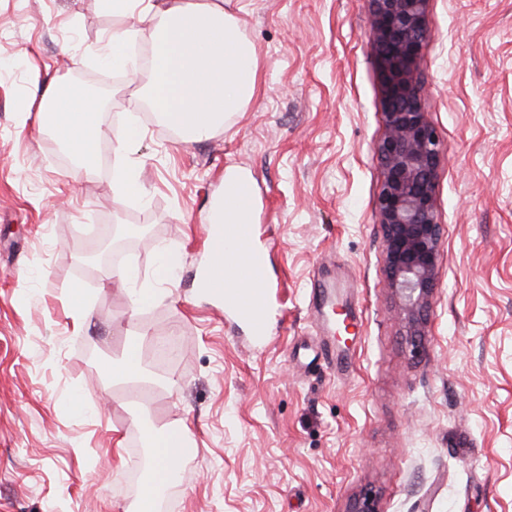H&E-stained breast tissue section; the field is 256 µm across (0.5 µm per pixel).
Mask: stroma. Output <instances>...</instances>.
<instances>
[{
	"label": "stroma",
	"instance_id": "35a3bbf8",
	"mask_svg": "<svg viewBox=\"0 0 512 512\" xmlns=\"http://www.w3.org/2000/svg\"><path fill=\"white\" fill-rule=\"evenodd\" d=\"M259 64L250 102L183 142L145 118L137 81L95 53L121 18L99 0H0V512H133L152 450L146 424L188 421L192 455L157 512H512V0H429L417 74L441 141L443 228L426 336L412 350L387 286L375 212L385 134L371 0H227ZM84 57L72 65L71 57ZM40 81H33L32 70ZM93 81L125 152L74 158L22 101L43 81ZM145 198L113 200L120 162ZM254 185L255 242L273 301L266 341L197 279L209 212L227 175ZM144 225L123 265L151 279L175 260L163 301L133 309L110 285L105 228ZM91 309L78 317L71 291ZM177 337L178 359L145 382L109 361L140 334ZM348 351L340 374L324 346ZM82 395L101 409L70 407Z\"/></svg>",
	"mask_w": 512,
	"mask_h": 512
}]
</instances>
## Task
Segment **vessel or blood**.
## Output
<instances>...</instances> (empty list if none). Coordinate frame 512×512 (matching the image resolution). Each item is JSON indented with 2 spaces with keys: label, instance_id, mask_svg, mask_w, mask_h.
<instances>
[{
  "label": "vessel or blood",
  "instance_id": "obj_1",
  "mask_svg": "<svg viewBox=\"0 0 512 512\" xmlns=\"http://www.w3.org/2000/svg\"><path fill=\"white\" fill-rule=\"evenodd\" d=\"M219 228L209 239V252L218 256L225 241L235 242L238 254L227 264L224 273L205 272L208 291L224 303L225 310L247 327L255 339H265L269 332L270 303L266 288L267 267L264 254L255 245V227L245 222H228L223 209L211 216Z\"/></svg>",
  "mask_w": 512,
  "mask_h": 512
}]
</instances>
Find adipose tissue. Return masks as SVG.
I'll return each instance as SVG.
<instances>
[{
  "instance_id": "ef3b65f1",
  "label": "adipose tissue",
  "mask_w": 512,
  "mask_h": 512,
  "mask_svg": "<svg viewBox=\"0 0 512 512\" xmlns=\"http://www.w3.org/2000/svg\"><path fill=\"white\" fill-rule=\"evenodd\" d=\"M104 11L124 23L110 32L99 60L128 79H137L139 59L135 46L143 29L152 33V77L146 100L169 127L189 140L206 138L226 116L240 111L258 85L254 49L242 35L241 19L225 10L224 0H101ZM39 112L45 127L78 160L75 171H90L97 164L98 143L108 138L99 114V102L86 93L56 82L47 84L38 104L20 112L28 119ZM170 268L160 262L154 280L143 283L134 268L118 269L114 278L133 286L132 306L141 308L163 299L157 289L168 280ZM163 483L179 478L181 459L176 447L187 439L189 428L179 421L149 426L144 432Z\"/></svg>"
}]
</instances>
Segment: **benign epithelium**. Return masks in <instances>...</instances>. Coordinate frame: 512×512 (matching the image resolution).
Masks as SVG:
<instances>
[{"mask_svg":"<svg viewBox=\"0 0 512 512\" xmlns=\"http://www.w3.org/2000/svg\"><path fill=\"white\" fill-rule=\"evenodd\" d=\"M372 2L369 38L376 50L386 127L376 147L384 179L375 211L384 232L388 288L399 301L416 351L426 332L441 240L434 198L440 138L426 120L417 81L428 0Z\"/></svg>","mask_w":512,"mask_h":512,"instance_id":"7a95c632","label":"benign epithelium"}]
</instances>
